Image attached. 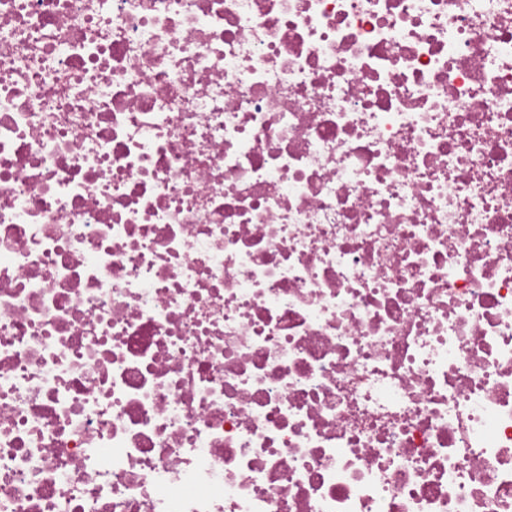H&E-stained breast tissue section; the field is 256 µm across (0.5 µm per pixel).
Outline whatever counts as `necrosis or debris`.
Wrapping results in <instances>:
<instances>
[{"mask_svg":"<svg viewBox=\"0 0 512 512\" xmlns=\"http://www.w3.org/2000/svg\"><path fill=\"white\" fill-rule=\"evenodd\" d=\"M0 512H512V0H0Z\"/></svg>","mask_w":512,"mask_h":512,"instance_id":"1","label":"necrosis or debris"}]
</instances>
